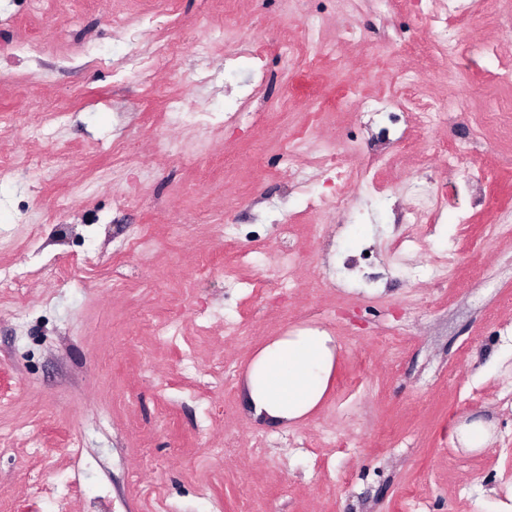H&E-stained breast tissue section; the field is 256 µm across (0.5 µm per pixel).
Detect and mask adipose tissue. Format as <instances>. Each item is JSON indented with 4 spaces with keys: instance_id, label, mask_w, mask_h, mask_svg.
<instances>
[{
    "instance_id": "adipose-tissue-1",
    "label": "adipose tissue",
    "mask_w": 512,
    "mask_h": 512,
    "mask_svg": "<svg viewBox=\"0 0 512 512\" xmlns=\"http://www.w3.org/2000/svg\"><path fill=\"white\" fill-rule=\"evenodd\" d=\"M335 362L336 343L325 330L304 328L271 340L246 377L248 411L274 426L309 416L329 389Z\"/></svg>"
}]
</instances>
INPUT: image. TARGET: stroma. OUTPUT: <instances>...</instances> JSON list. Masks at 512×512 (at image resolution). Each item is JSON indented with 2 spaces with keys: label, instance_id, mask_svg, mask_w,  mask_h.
I'll return each instance as SVG.
<instances>
[{
  "label": "stroma",
  "instance_id": "1",
  "mask_svg": "<svg viewBox=\"0 0 512 512\" xmlns=\"http://www.w3.org/2000/svg\"><path fill=\"white\" fill-rule=\"evenodd\" d=\"M446 7L429 0H0V123L30 126L0 139V156L64 154L49 180L0 172V267L28 276L30 307L0 292V512H503L512 505V130L485 123L475 86L512 66V30L464 13L483 52L459 39L469 65L448 79L429 64L418 103L468 113L455 172L438 164L447 126L421 132L415 152L379 115L344 108L346 95L400 99L415 56L384 57L404 40L431 39ZM126 33L112 30L113 16ZM240 25L225 29V16ZM313 18L318 32L300 29ZM314 58L309 69L268 51L261 66L226 48L282 37ZM37 39L38 52L13 48ZM186 44L165 63L164 39ZM251 95L225 121V104ZM209 112L201 128L165 123L169 99ZM50 103L63 113L41 109ZM348 136L357 165L381 160L379 191L348 184L336 208L320 148ZM492 173L471 187L476 169ZM314 175L308 194L292 171ZM448 198L434 232L410 223L415 185ZM139 198L130 207L126 198ZM294 226L282 238L275 217ZM234 224L236 241L220 223ZM418 239L404 255L393 244ZM131 239L145 250L124 253ZM255 264L226 277L236 244ZM371 248L375 263L359 259ZM295 255L303 283L277 300L274 257ZM94 254V264L83 261ZM218 265L196 271L199 256ZM453 258L447 283L422 269ZM69 267L63 281L55 269ZM239 322L225 331V316ZM175 323L168 341L155 326ZM336 341V371L322 405L282 426L243 403L262 346L296 328ZM193 353L195 370L181 359ZM234 367L229 386L216 362ZM493 423L488 447L454 436L470 416ZM40 475L49 496L28 499ZM79 494L62 498L65 485Z\"/></svg>",
  "mask_w": 512,
  "mask_h": 512
}]
</instances>
